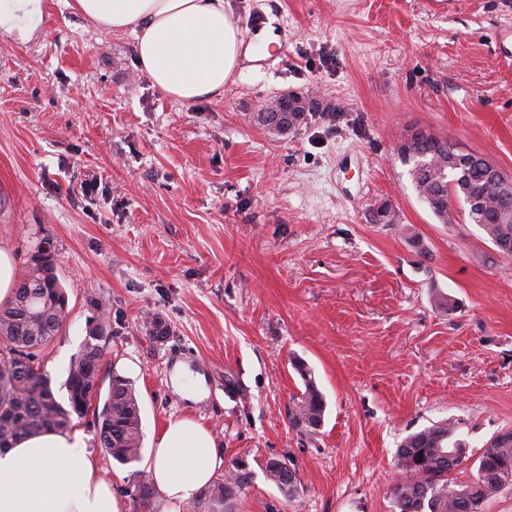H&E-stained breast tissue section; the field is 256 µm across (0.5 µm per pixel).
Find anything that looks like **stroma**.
Masks as SVG:
<instances>
[{"mask_svg":"<svg viewBox=\"0 0 512 512\" xmlns=\"http://www.w3.org/2000/svg\"><path fill=\"white\" fill-rule=\"evenodd\" d=\"M229 3L244 44L262 15L279 47L242 54L223 96L194 104L137 67L131 32L99 31L71 0H43L27 38L0 29V249L22 267L55 245L72 308L43 354L58 398L105 300L102 374L138 365L143 449L188 416L224 466L247 457L238 512H394L406 436L453 419L475 460L512 428V259L464 201L440 223L397 155L422 131L512 177V0ZM289 91L316 106L271 135L253 115ZM383 201L400 225L372 223ZM153 314L169 328L158 342ZM298 360L325 398L313 434L291 419ZM179 361L208 398L173 390ZM276 456L296 468L295 498L264 480Z\"/></svg>","mask_w":512,"mask_h":512,"instance_id":"1","label":"stroma"}]
</instances>
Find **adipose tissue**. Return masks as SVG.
<instances>
[{
	"instance_id": "adipose-tissue-1",
	"label": "adipose tissue",
	"mask_w": 512,
	"mask_h": 512,
	"mask_svg": "<svg viewBox=\"0 0 512 512\" xmlns=\"http://www.w3.org/2000/svg\"><path fill=\"white\" fill-rule=\"evenodd\" d=\"M74 9L104 31H129L137 61L152 83L183 103L224 93L243 44L224 0H74ZM42 20V0H0V29L25 32ZM222 460L201 423L168 420L144 462L168 504L192 500ZM0 512H125L81 432L47 431L0 453Z\"/></svg>"
}]
</instances>
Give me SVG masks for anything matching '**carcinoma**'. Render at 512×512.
I'll return each instance as SVG.
<instances>
[{
	"label": "carcinoma",
	"mask_w": 512,
	"mask_h": 512,
	"mask_svg": "<svg viewBox=\"0 0 512 512\" xmlns=\"http://www.w3.org/2000/svg\"><path fill=\"white\" fill-rule=\"evenodd\" d=\"M397 153L411 165L410 175L420 201L442 224L455 216L451 197L467 205L471 223L506 258L512 257V179L490 169L475 153L458 166L448 153V139L436 136L404 142ZM97 316L87 322L86 336L70 359L60 402L45 373L40 354L66 328L72 312L57 273L55 249L40 242L27 262L11 299L0 304V449L43 431L67 432L73 417L93 412L101 447L121 465L141 459L142 418L137 393L127 378L114 374L107 393L96 388L112 338L111 326L100 316L106 303L93 302ZM304 382L294 424L315 433L323 424L325 401L303 363L295 365ZM448 418L405 437L397 448L401 479L392 495L395 512H483V506L512 485V429L499 432L478 458L476 472L460 479L469 457ZM266 481L286 497L298 494L296 470L288 458L272 457L263 465ZM254 480L245 458H238L224 475L212 480L196 497L194 512H236L239 497ZM157 491L144 480L134 484V498L153 508Z\"/></svg>",
	"instance_id": "carcinoma-1"
}]
</instances>
